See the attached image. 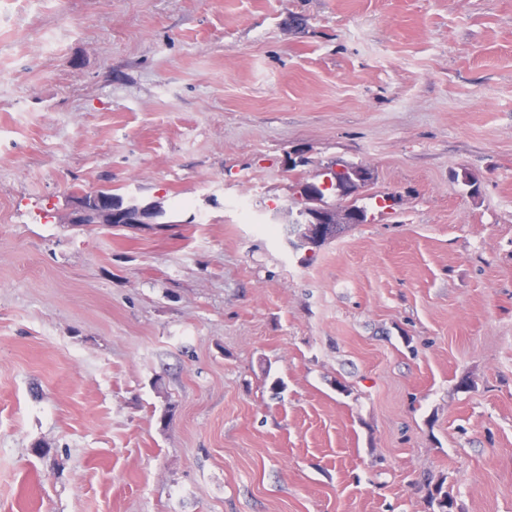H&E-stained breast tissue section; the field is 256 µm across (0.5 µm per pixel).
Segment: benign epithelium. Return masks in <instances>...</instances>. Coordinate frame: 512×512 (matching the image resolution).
Wrapping results in <instances>:
<instances>
[{
	"label": "benign epithelium",
	"mask_w": 512,
	"mask_h": 512,
	"mask_svg": "<svg viewBox=\"0 0 512 512\" xmlns=\"http://www.w3.org/2000/svg\"><path fill=\"white\" fill-rule=\"evenodd\" d=\"M301 194L310 202V205L304 209L305 222L296 225L297 236L301 243L320 239L331 226L356 223V213L350 208L339 205L325 210L317 205L315 190L304 189ZM163 216L164 207L159 201L145 205L134 202L123 209L114 210L112 204L103 200L97 193H78L71 195L65 223L105 227L114 224H158Z\"/></svg>",
	"instance_id": "benign-epithelium-1"
}]
</instances>
